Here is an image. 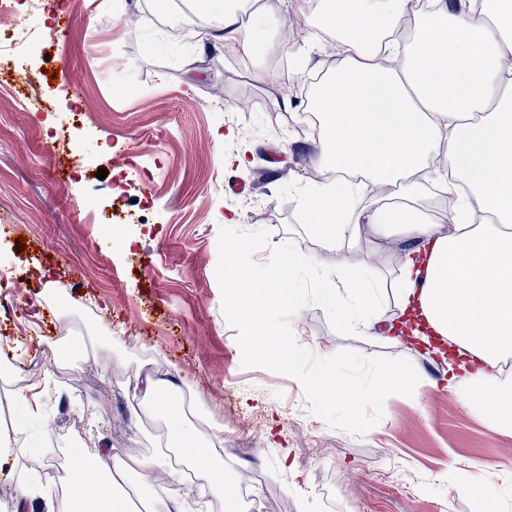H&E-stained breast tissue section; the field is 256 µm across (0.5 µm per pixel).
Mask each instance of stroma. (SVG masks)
<instances>
[{
	"instance_id": "stroma-1",
	"label": "stroma",
	"mask_w": 512,
	"mask_h": 512,
	"mask_svg": "<svg viewBox=\"0 0 512 512\" xmlns=\"http://www.w3.org/2000/svg\"><path fill=\"white\" fill-rule=\"evenodd\" d=\"M318 2L277 0L257 30L260 60L277 55L289 28L296 65L258 80L255 62L164 35L169 14L191 24L182 0H169L163 14L152 0H63L52 20L70 18L68 37L36 61L59 73L54 105L23 112L0 97V255L11 260L15 303L13 319L0 321V367L10 372L0 392L32 367L45 368L49 384L48 421L16 406L19 435L0 452V484L34 488L26 512H61L70 451L87 434L124 460L161 454L166 416L133 419V367L189 392L207 419L249 423L256 442L232 457L226 481L235 493L249 487L261 512H481L466 483L437 474L454 462L512 471V433L433 393L435 361L425 349L339 333L320 306L290 319L308 350L407 359L420 377L416 396H388L382 420L355 436L310 413L295 377L241 362L216 278L220 228L268 230L269 247L253 255L260 264L286 241L319 264L338 261L307 227L320 143L308 131L305 86L341 63L339 52L293 25ZM78 112L84 120L71 155L46 157V142ZM126 141L158 165L149 183L120 191L113 146ZM85 153L97 156L105 179L76 174L75 158ZM402 248L365 228L359 265L391 283ZM41 270L55 282L44 305L35 297ZM62 322L72 344L61 352ZM96 336L111 342L118 361L81 359L79 345ZM38 340L44 351L30 356L25 347ZM91 404L102 422L92 423Z\"/></svg>"
}]
</instances>
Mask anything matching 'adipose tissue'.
<instances>
[{"instance_id": "obj_1", "label": "adipose tissue", "mask_w": 512, "mask_h": 512, "mask_svg": "<svg viewBox=\"0 0 512 512\" xmlns=\"http://www.w3.org/2000/svg\"><path fill=\"white\" fill-rule=\"evenodd\" d=\"M244 0H224L203 12L191 34L199 44L222 46L244 58L259 50L242 20ZM411 0H322L307 29L330 28L343 54L339 68L318 89L314 112L324 141L318 165L329 175L313 199L309 227L340 251H353L364 225L386 238L412 241L401 252L392 292L402 309L420 317L411 331L424 344H453L449 394L478 417L512 429V75L500 61L512 55V11L502 0H479L477 14L448 13V0H430L413 40L398 38ZM440 159L449 173L443 190L467 194L435 224L415 207L428 196L423 173ZM403 183L402 200L369 210L364 183ZM383 290L370 279L351 281L338 324L379 337ZM196 417L171 415L168 447L194 472L202 494L238 503L224 491V468L213 449L199 447ZM84 473L64 491L65 512L111 506L113 489L132 474L170 471L167 456L116 461L98 449L75 456ZM465 477L486 512H503L512 474L448 469L442 481Z\"/></svg>"}]
</instances>
